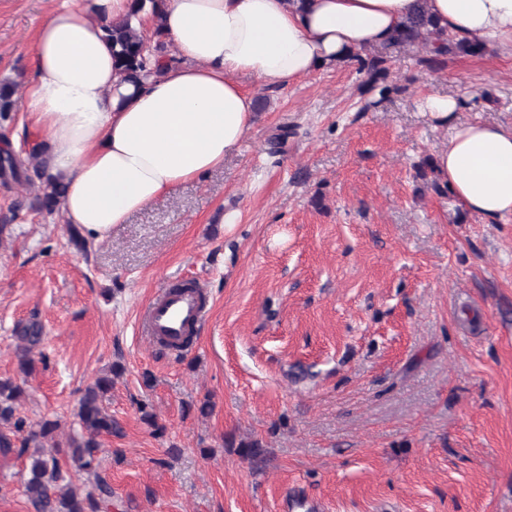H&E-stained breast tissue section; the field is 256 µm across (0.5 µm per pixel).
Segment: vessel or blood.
<instances>
[{
  "label": "vessel or blood",
  "mask_w": 512,
  "mask_h": 512,
  "mask_svg": "<svg viewBox=\"0 0 512 512\" xmlns=\"http://www.w3.org/2000/svg\"><path fill=\"white\" fill-rule=\"evenodd\" d=\"M208 309L196 284L179 280L154 296L140 314V325L149 343L169 349L182 348L205 321Z\"/></svg>",
  "instance_id": "b4317fda"
}]
</instances>
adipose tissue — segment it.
Returning a JSON list of instances; mask_svg holds the SVG:
<instances>
[{"instance_id":"adipose-tissue-1","label":"adipose tissue","mask_w":512,"mask_h":512,"mask_svg":"<svg viewBox=\"0 0 512 512\" xmlns=\"http://www.w3.org/2000/svg\"><path fill=\"white\" fill-rule=\"evenodd\" d=\"M421 7L443 35L512 56V0H166L175 58L132 80L115 69L101 26L129 15L131 0H61L34 35L22 97L65 187L66 220L99 242L180 184L223 169L257 114L241 77L287 87L387 45ZM418 105L450 132L432 161L441 186L476 216L512 220V127L458 122L453 95Z\"/></svg>"}]
</instances>
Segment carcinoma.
<instances>
[{
	"instance_id": "carcinoma-1",
	"label": "carcinoma",
	"mask_w": 512,
	"mask_h": 512,
	"mask_svg": "<svg viewBox=\"0 0 512 512\" xmlns=\"http://www.w3.org/2000/svg\"><path fill=\"white\" fill-rule=\"evenodd\" d=\"M165 0H133L131 14L121 20H109L102 25L106 40L112 44V58L120 73L137 76L148 70L153 57L166 51V35L161 17ZM149 7L155 20L154 40H148L133 18ZM434 22L425 11L418 9L401 26L391 45H422L436 56L451 52L478 54L484 46L477 40H456L432 30ZM31 163L39 180L37 209L52 212L63 198L64 188L47 174L41 149H32ZM42 329L35 320L20 324L16 329L18 369L31 375L35 360L31 353L41 343ZM112 388V376H99L87 386L79 399L75 413L77 430L57 438L58 423L43 420L29 425L20 416L19 404L24 391L12 378H0V453L15 452L27 456L24 494L34 512H110L112 486L100 470V438L120 435L119 423L104 406ZM74 463L82 473L81 484L75 486L63 471L67 462Z\"/></svg>"
}]
</instances>
